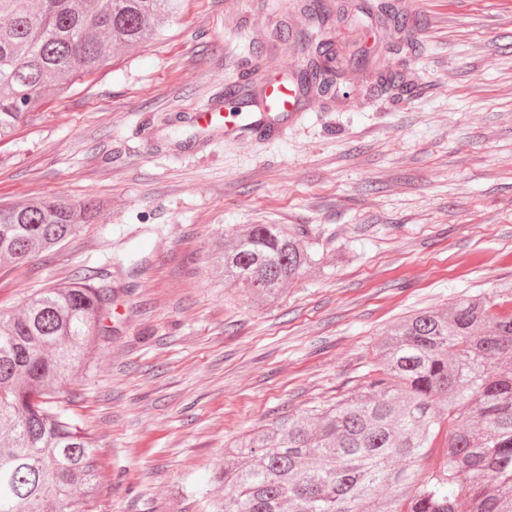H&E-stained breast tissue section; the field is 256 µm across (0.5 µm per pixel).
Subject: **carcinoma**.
I'll return each mask as SVG.
<instances>
[{
    "mask_svg": "<svg viewBox=\"0 0 512 512\" xmlns=\"http://www.w3.org/2000/svg\"><path fill=\"white\" fill-rule=\"evenodd\" d=\"M182 0H0V141L96 73L158 39ZM104 203L0 206V262L55 250ZM219 276L253 303L315 267L300 224H252L213 242ZM112 290L86 270L0 312V512H91L100 438L62 385L90 366ZM355 387L288 412L225 449L206 512H512V281L390 325ZM446 427L443 460L428 448Z\"/></svg>",
    "mask_w": 512,
    "mask_h": 512,
    "instance_id": "obj_1",
    "label": "carcinoma"
}]
</instances>
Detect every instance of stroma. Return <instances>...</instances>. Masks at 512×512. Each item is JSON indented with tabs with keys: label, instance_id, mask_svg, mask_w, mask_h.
<instances>
[{
	"label": "stroma",
	"instance_id": "stroma-1",
	"mask_svg": "<svg viewBox=\"0 0 512 512\" xmlns=\"http://www.w3.org/2000/svg\"><path fill=\"white\" fill-rule=\"evenodd\" d=\"M184 0L162 40L126 47L0 142V205L106 201L55 253L0 267V311L94 268L114 301L72 412L101 436L93 512H204L221 452L284 409L349 389L386 327L512 279V0ZM347 46L334 95L251 137L194 112L228 88L295 80ZM396 69L408 92L381 91ZM300 224L319 268L255 308L212 240Z\"/></svg>",
	"mask_w": 512,
	"mask_h": 512
}]
</instances>
